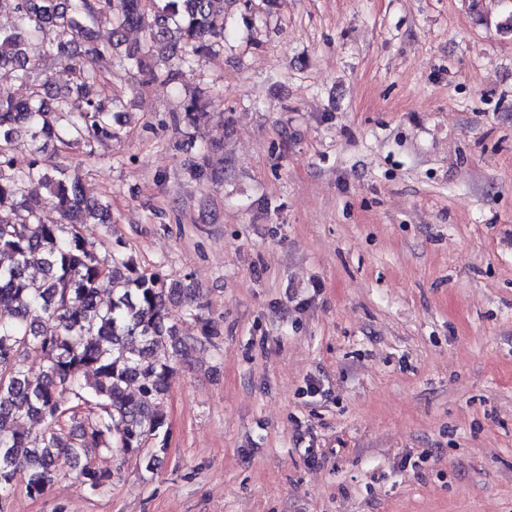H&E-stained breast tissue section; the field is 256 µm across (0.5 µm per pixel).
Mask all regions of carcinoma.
Returning <instances> with one entry per match:
<instances>
[{
  "instance_id": "1",
  "label": "carcinoma",
  "mask_w": 512,
  "mask_h": 512,
  "mask_svg": "<svg viewBox=\"0 0 512 512\" xmlns=\"http://www.w3.org/2000/svg\"><path fill=\"white\" fill-rule=\"evenodd\" d=\"M226 1L252 9V0H0L16 19L12 29L0 30V69L28 81V44L49 35L73 75L62 90L47 78L23 99L0 98V251L11 255V263L0 266V501L12 494L21 467L29 471L27 494L38 498L63 465L93 451L142 453L152 465L155 453L143 450L166 425L160 399L169 391L173 360L187 363L196 344L215 335L208 321L198 337L179 333L172 307L198 317L194 289L140 272L120 251L102 259L85 240L80 225L104 222L108 200L86 197L77 175L39 157L14 169L16 127L27 125L34 141L93 155L121 132L116 100L93 89L101 71L118 58L143 84L175 80L173 71L160 79L137 48L119 55L127 31L143 30L155 55L188 64L231 35ZM102 20L112 26V40L75 51ZM210 107L208 99L191 95L174 123L182 131L193 128ZM47 205L60 223L40 221ZM105 284L112 288L107 307L98 303ZM166 348L170 361L159 357ZM31 352L43 362L38 375L27 365ZM84 400L95 409L91 417L72 411ZM22 417H35L44 428L24 432L16 426ZM78 478L92 492L111 480L89 462Z\"/></svg>"
}]
</instances>
